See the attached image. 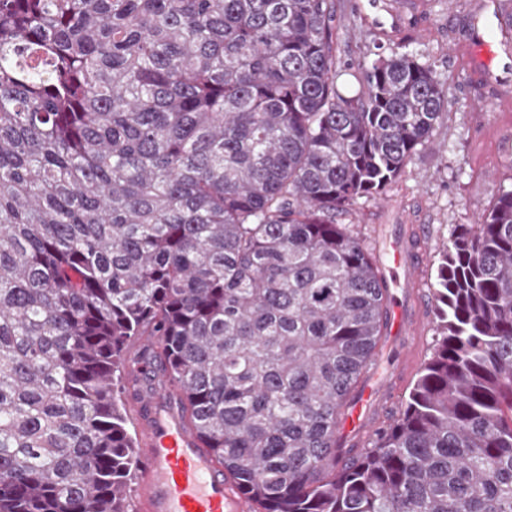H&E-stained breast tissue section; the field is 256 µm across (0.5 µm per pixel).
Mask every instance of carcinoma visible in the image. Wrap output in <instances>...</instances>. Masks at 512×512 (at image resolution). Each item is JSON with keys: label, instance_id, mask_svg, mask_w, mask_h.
Listing matches in <instances>:
<instances>
[{"label": "carcinoma", "instance_id": "cac0c4a2", "mask_svg": "<svg viewBox=\"0 0 512 512\" xmlns=\"http://www.w3.org/2000/svg\"><path fill=\"white\" fill-rule=\"evenodd\" d=\"M333 0H0V512H130L128 344L262 512H512V188L455 226L435 345L357 455L388 292L336 216L447 90L400 42L336 83ZM380 398V392L373 393L370 388H365L357 403L353 404L349 409H343L338 414L336 423L339 432L342 435L355 438L354 441L362 437L368 417L377 406Z\"/></svg>", "mask_w": 512, "mask_h": 512}]
</instances>
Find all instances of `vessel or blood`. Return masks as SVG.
I'll return each instance as SVG.
<instances>
[{"label": "vessel or blood", "instance_id": "1", "mask_svg": "<svg viewBox=\"0 0 512 512\" xmlns=\"http://www.w3.org/2000/svg\"><path fill=\"white\" fill-rule=\"evenodd\" d=\"M370 27L384 36L401 30L402 17L388 0H365ZM471 50L485 69H496L502 82L512 81V55L502 56L483 37H475ZM422 260L411 236L393 235L384 247L381 274L394 293L388 301V333L391 340L402 341L400 364L416 362L411 344L421 323L416 298L397 296V289L411 287ZM135 369L148 374L151 388L138 393L131 405L137 427L139 462L136 473L138 512H247L245 502L232 492L224 480V470L201 440L189 428L178 402L171 395L165 378L155 375L149 357L138 358ZM381 398L380 393L364 389L359 401L342 410L337 428L342 435L360 438L370 413Z\"/></svg>", "mask_w": 512, "mask_h": 512}]
</instances>
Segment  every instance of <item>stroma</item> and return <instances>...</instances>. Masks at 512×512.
Instances as JSON below:
<instances>
[{"label": "stroma", "instance_id": "1", "mask_svg": "<svg viewBox=\"0 0 512 512\" xmlns=\"http://www.w3.org/2000/svg\"><path fill=\"white\" fill-rule=\"evenodd\" d=\"M355 3L336 0L333 35L337 83L348 94L358 87L360 49L373 38L367 23L353 18ZM482 3L407 0L405 38L447 87L448 114L433 129L429 143L419 148L406 175L385 195L338 218L359 232L374 253L397 226L422 225L419 288L428 298L433 295L434 262L455 225L476 223L491 207L496 188L512 185V84L478 78L464 63L471 21L486 27L496 24Z\"/></svg>", "mask_w": 512, "mask_h": 512}]
</instances>
